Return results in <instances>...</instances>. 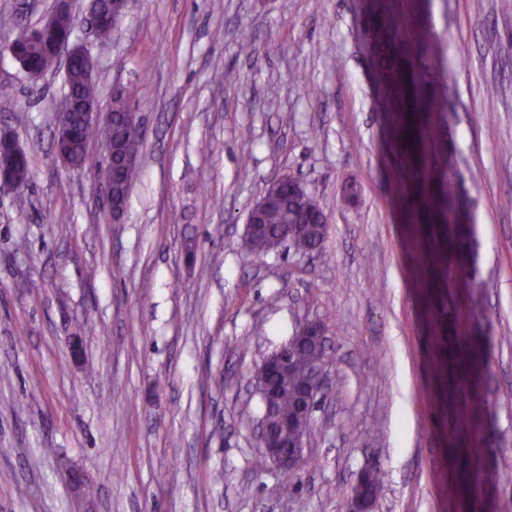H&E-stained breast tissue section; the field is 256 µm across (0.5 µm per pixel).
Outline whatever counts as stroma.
<instances>
[{
  "label": "stroma",
  "instance_id": "stroma-1",
  "mask_svg": "<svg viewBox=\"0 0 512 512\" xmlns=\"http://www.w3.org/2000/svg\"><path fill=\"white\" fill-rule=\"evenodd\" d=\"M54 4L0 0L16 20L0 28V129L35 174L0 188V512H345L373 466L375 512H449L452 478L474 512H512V484L476 493L477 472L512 470V11L432 2L449 103L434 124L478 252L475 274L426 288L439 242L396 194L421 202V179L380 110L352 0H130L106 43L90 0H72L101 106L138 90L139 176L117 222L100 143L79 171L54 157L62 72L31 92L7 51ZM282 174L316 192L328 260L244 248L250 205ZM307 320L326 325V384L287 475L254 464L251 378ZM481 327L495 345L466 388L464 365L436 370L434 343L463 350Z\"/></svg>",
  "mask_w": 512,
  "mask_h": 512
}]
</instances>
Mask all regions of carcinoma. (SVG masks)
<instances>
[{
  "instance_id": "obj_1",
  "label": "carcinoma",
  "mask_w": 512,
  "mask_h": 512,
  "mask_svg": "<svg viewBox=\"0 0 512 512\" xmlns=\"http://www.w3.org/2000/svg\"><path fill=\"white\" fill-rule=\"evenodd\" d=\"M369 8L382 16L383 26L376 33L377 75L381 95V109L394 113L396 127L393 135L406 146L410 157L422 165V182L431 187L428 197L435 207L449 216H459L461 223L449 230L443 238L442 257L428 259L432 273L444 281L448 280V264L462 269L469 261V246L474 242L473 224L462 211L457 199L454 177L448 172V151L443 141L429 139L427 133L428 115L447 111L437 92L431 91L435 78L446 65L442 40L428 22L413 20L405 13L399 0H373ZM72 17L59 13L54 20L43 26L36 43L18 45L21 58L29 69L42 74L54 67L58 61L55 50L62 44L72 43ZM65 87L70 91L75 108L72 118L77 126L76 136L70 148L72 154L86 164L89 143L117 140L125 152L140 154V136L136 133L123 134L117 123L111 125H86L82 119L85 105L98 103V85L85 78L82 59L71 60L65 75ZM323 208L311 193L300 198H291L288 205H271L263 213V233L251 238L246 246L255 255L269 254L273 240L288 233L291 235L297 253H317L327 259L323 250L326 225L310 224L305 232L294 233L297 224L322 212ZM492 337L481 334L471 337L462 361L473 367L481 366L488 358ZM292 355L296 369L284 379L271 376L267 383L275 388L278 395L279 413L288 417L294 414L297 404V390L308 380L307 367L317 355V348L300 343L294 346ZM478 482L498 487L512 484V471L489 469L478 476ZM384 483L383 471L376 467L369 471L364 485L365 493L375 499Z\"/></svg>"
}]
</instances>
